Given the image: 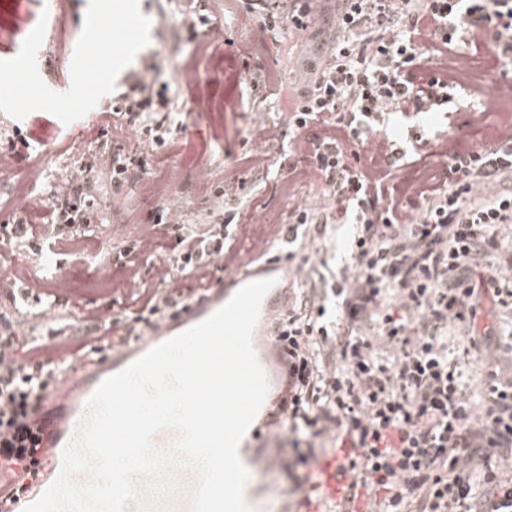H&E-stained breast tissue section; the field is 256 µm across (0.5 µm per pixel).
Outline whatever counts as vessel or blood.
Instances as JSON below:
<instances>
[{
	"mask_svg": "<svg viewBox=\"0 0 512 512\" xmlns=\"http://www.w3.org/2000/svg\"><path fill=\"white\" fill-rule=\"evenodd\" d=\"M273 277L277 283L265 297L258 323L253 334V344L265 370L269 388L259 411L264 421H271L278 410L284 393L285 362L273 345L278 317L288 309V285L294 279L288 265L267 259L225 275L220 287L194 303L181 315L151 328L142 336L111 349L106 360L73 368L59 384L54 396L46 405L49 422L43 432L42 450L47 455L43 478L33 486L28 500H36L55 480L62 466V452L72 440L86 413V402L95 388L107 377L124 370L154 346L200 323L224 304L246 284ZM343 454L335 453L319 459L313 466L314 497L306 502L304 512H328L330 504L341 500L347 493V481L340 468Z\"/></svg>",
	"mask_w": 512,
	"mask_h": 512,
	"instance_id": "obj_1",
	"label": "vessel or blood"
}]
</instances>
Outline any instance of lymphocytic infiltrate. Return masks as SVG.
<instances>
[{"label":"lymphocytic infiltrate","instance_id":"obj_1","mask_svg":"<svg viewBox=\"0 0 512 512\" xmlns=\"http://www.w3.org/2000/svg\"><path fill=\"white\" fill-rule=\"evenodd\" d=\"M313 0H230L253 21L251 49L276 41L284 26L305 30ZM328 31L308 64L287 125H260L266 144L288 141L313 157L325 191L321 201L294 200L284 222L265 237L319 252L328 226L356 228L354 258L337 275L313 277L300 264V290L275 342L288 363V388L272 424L318 438L338 435L351 448V489L383 493V512H512V477L492 460L512 449V381L489 375L482 415H475L448 362V326L475 319L484 296L512 297V254L493 263L496 228L512 224V126L489 149L442 138L448 176L425 169L392 182L398 153L349 164L346 139H367L391 117L440 111L452 90L474 83L475 53L494 45L512 55V0H335ZM150 68L131 73L112 100V137L136 132L133 148L91 156L50 184V220L14 224L9 241L39 252L84 246L99 217L96 176L123 190L139 177L145 149H173L181 129L179 79L156 85ZM320 129L301 136L308 125ZM243 180L227 171L203 233L162 242L155 225L135 224L134 247L152 258L150 274L115 256L128 310L122 333L104 334L92 313L63 310L64 282L10 275L0 279V508L35 478V453L49 416L45 406L69 363L39 360L47 347L67 349L78 334L90 350L141 335L190 297L192 276L208 285L214 272L240 267L226 250L236 212L247 202ZM485 265H478V258ZM481 460V472L470 465ZM489 489L476 499L474 479Z\"/></svg>","mask_w":512,"mask_h":512}]
</instances>
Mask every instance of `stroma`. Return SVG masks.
Returning a JSON list of instances; mask_svg holds the SVG:
<instances>
[{
    "mask_svg": "<svg viewBox=\"0 0 512 512\" xmlns=\"http://www.w3.org/2000/svg\"><path fill=\"white\" fill-rule=\"evenodd\" d=\"M200 4L212 19L193 40L179 25V0H140L142 13L151 21L150 42L130 65L136 71L144 61L155 60L153 77L160 84L187 74L188 83L181 89L179 149L146 151L141 189L104 195L101 204L107 210V221L95 225L93 241L85 251L58 255L50 262L32 255L24 246L11 254L16 266L37 276L68 280L65 295L70 311H95L101 324L117 333L123 330L124 307L110 266L113 251L123 248L130 235L125 222L127 211H136L143 223L151 224L163 208L176 207L190 220L192 230L204 231L202 219L209 214L215 193L224 184L225 168L232 167L245 177L249 192L247 204L235 219L236 248L247 249L265 222L284 220L288 213V172L300 160L289 154L287 143L264 146L257 126L263 119L287 122L314 51L298 32L269 44L258 57H245L240 50L249 39L244 15L219 13L215 0H200ZM87 5L88 0H0V60L14 57L39 19H46L37 54L38 70L50 89L66 91ZM259 61L277 62L281 72L272 95L260 104L255 103V93L249 88V73ZM481 82L501 100L500 111H481L468 88L459 87L452 92L447 116L401 118V125L420 128L424 139L406 146L403 160L393 170L397 179H411L417 169L437 163L435 145L440 136L454 135L463 146L471 148L475 145L471 135L474 125L484 124L498 131L512 122V63L498 58L495 67L484 69ZM108 105V99H101L80 127L63 124L45 111L32 112L21 120L0 112V134L19 130L30 143L22 150L12 173L0 176V225L27 217L21 198L40 190L39 185L25 179L30 164L40 166L51 179L77 161L82 151L98 149L105 143L102 131L112 123ZM262 146L268 149L270 168L257 174L246 158L250 150ZM491 317L497 327L493 336L473 338L464 322L448 327L450 359L456 362L465 395L479 414L485 409L481 393L485 375L493 371L501 381L512 380V307H496ZM472 341L478 346L477 352L463 355V345ZM267 441L263 432L251 441L261 462L250 472L248 483L263 499L262 512H299L303 498L312 492L310 469L297 461L300 450L293 444V434L284 436V445L277 453Z\"/></svg>",
    "mask_w": 512,
    "mask_h": 512,
    "instance_id": "1",
    "label": "stroma"
}]
</instances>
